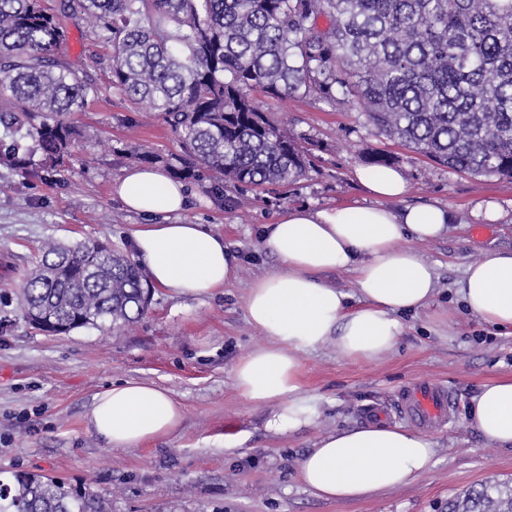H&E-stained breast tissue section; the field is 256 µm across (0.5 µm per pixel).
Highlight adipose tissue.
Segmentation results:
<instances>
[{"label":"adipose tissue","mask_w":512,"mask_h":512,"mask_svg":"<svg viewBox=\"0 0 512 512\" xmlns=\"http://www.w3.org/2000/svg\"><path fill=\"white\" fill-rule=\"evenodd\" d=\"M355 177L373 196L372 204L294 207L263 233V248L280 265L251 283L245 307L266 342L238 360L233 379L247 404L274 407L266 423L274 434L299 429L311 418L302 395L300 353L332 342L344 358L380 361L402 333L400 313L428 307L436 294V271L416 245L448 233L450 209H389L388 200L407 191L395 168H360ZM114 192L129 212L144 218L129 241L156 286L202 298L231 280L236 258L223 235L178 219L187 204L184 184L158 169L134 167ZM342 269L354 275L358 307H350L346 293L322 278ZM458 293L472 315L494 328L512 329V251L470 263ZM468 417L484 438L511 446L512 377L482 384ZM182 418V404L166 390L135 380L97 392L87 416L90 429L115 448L170 436ZM434 455L428 436L399 424L370 423L322 436L297 470L313 496L340 502L409 485L430 470Z\"/></svg>","instance_id":"adipose-tissue-1"}]
</instances>
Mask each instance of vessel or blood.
<instances>
[{
    "instance_id": "obj_1",
    "label": "vessel or blood",
    "mask_w": 512,
    "mask_h": 512,
    "mask_svg": "<svg viewBox=\"0 0 512 512\" xmlns=\"http://www.w3.org/2000/svg\"><path fill=\"white\" fill-rule=\"evenodd\" d=\"M400 415L416 427L434 429L449 424L455 414V399L448 388L418 380L398 395Z\"/></svg>"
}]
</instances>
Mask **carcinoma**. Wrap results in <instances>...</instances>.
Segmentation results:
<instances>
[{
	"label": "carcinoma",
	"mask_w": 512,
	"mask_h": 512,
	"mask_svg": "<svg viewBox=\"0 0 512 512\" xmlns=\"http://www.w3.org/2000/svg\"><path fill=\"white\" fill-rule=\"evenodd\" d=\"M110 48V87L145 104L179 138L165 163L184 180L279 186L314 168L311 149L268 120L251 92L282 101L355 99L377 133L471 176L512 179V0H0V163L31 173L66 166L83 143L71 114L99 95L73 64L68 30ZM149 285L118 247L44 243L17 309L53 335L133 324ZM0 512H108L85 487L45 475L0 483ZM448 512H512V487L486 482Z\"/></svg>",
	"instance_id": "carcinoma-1"
}]
</instances>
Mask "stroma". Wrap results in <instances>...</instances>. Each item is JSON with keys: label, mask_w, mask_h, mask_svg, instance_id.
<instances>
[{"label": "stroma", "mask_w": 512, "mask_h": 512, "mask_svg": "<svg viewBox=\"0 0 512 512\" xmlns=\"http://www.w3.org/2000/svg\"><path fill=\"white\" fill-rule=\"evenodd\" d=\"M94 78L102 91L73 115L99 156L91 168L71 160L53 179L22 177L0 165V478L46 474L80 489L92 487L110 512H448V501L486 481L512 482V447L478 434L465 407L488 381L512 376V333L471 316L457 292L468 263L490 251L512 249V180L471 176L412 152L376 133L359 105L309 95L294 101L260 97L274 123L318 144L320 162L274 188L188 182L192 193L181 219L223 233L237 256L232 282L205 299L155 287L143 316L104 333L83 327L52 336L32 328L16 309L14 292L46 240L73 245L99 240L129 249L127 234L141 218L113 192L130 169L129 148L180 152L160 117L113 93L106 70ZM394 156L407 183L392 202L450 208L448 235L417 243L437 274V294L425 310L400 314L403 334L393 352L372 364L344 359L328 343L302 353V386L312 422L283 434L266 431L271 408L247 405L233 381L238 360L265 342L248 322L245 296L258 275L278 267L263 249L265 225L292 206L312 209L371 200L355 171L365 156ZM425 378L448 387L456 412L431 432L435 464L413 484L357 501L311 495L297 461L327 432L369 422L372 408L399 422V391ZM125 380L151 381L184 406L168 437L137 448L106 445L88 427L94 395Z\"/></svg>", "instance_id": "stroma-1"}]
</instances>
